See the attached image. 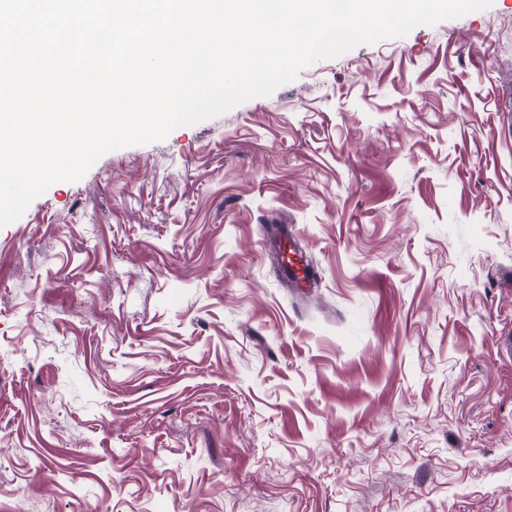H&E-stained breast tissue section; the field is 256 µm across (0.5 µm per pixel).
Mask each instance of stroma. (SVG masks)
<instances>
[{
    "label": "stroma",
    "instance_id": "obj_1",
    "mask_svg": "<svg viewBox=\"0 0 512 512\" xmlns=\"http://www.w3.org/2000/svg\"><path fill=\"white\" fill-rule=\"evenodd\" d=\"M288 224L317 271L287 287ZM512 0L103 155L0 227V512H512ZM271 232L264 239L265 252L276 250L280 252L281 265L288 273V285L296 288H310L313 282L311 269L305 262L303 253L288 237L287 224H271ZM283 244H285L283 246ZM290 271V272H289Z\"/></svg>",
    "mask_w": 512,
    "mask_h": 512
}]
</instances>
